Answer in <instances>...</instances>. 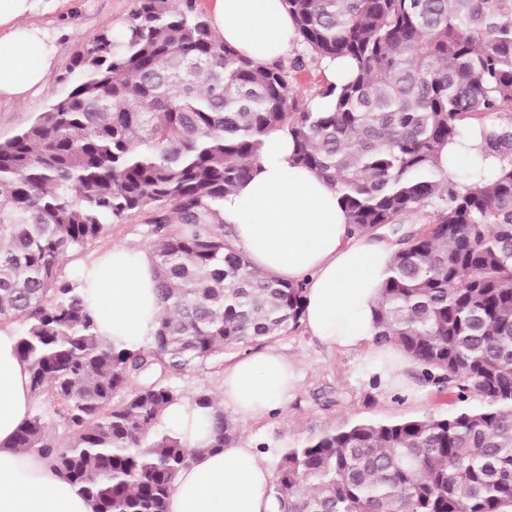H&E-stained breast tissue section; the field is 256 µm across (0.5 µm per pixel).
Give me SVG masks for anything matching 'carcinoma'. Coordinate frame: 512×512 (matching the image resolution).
I'll use <instances>...</instances> for the list:
<instances>
[{"mask_svg":"<svg viewBox=\"0 0 512 512\" xmlns=\"http://www.w3.org/2000/svg\"><path fill=\"white\" fill-rule=\"evenodd\" d=\"M284 2L300 52L259 65L193 0H138L0 141V323L19 324L35 400L15 446L40 449L96 512H167L190 457L162 419L181 399L169 373L301 326L303 288L251 267L221 217L264 136L286 129L351 232L396 237L376 342L457 405L282 449L277 512H512V0ZM337 59L353 68L319 85L324 105L301 98L293 74ZM494 115L508 120L479 124L478 169L460 189L442 152ZM138 214L162 314L133 351L97 335L60 261ZM193 402L212 409L209 447L235 440L212 396Z\"/></svg>","mask_w":512,"mask_h":512,"instance_id":"obj_1","label":"carcinoma"}]
</instances>
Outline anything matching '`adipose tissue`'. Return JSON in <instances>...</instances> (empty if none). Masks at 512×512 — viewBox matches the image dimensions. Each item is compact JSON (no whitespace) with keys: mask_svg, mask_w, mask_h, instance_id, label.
I'll return each mask as SVG.
<instances>
[{"mask_svg":"<svg viewBox=\"0 0 512 512\" xmlns=\"http://www.w3.org/2000/svg\"><path fill=\"white\" fill-rule=\"evenodd\" d=\"M69 0H0V101H18L47 83L55 38L40 16ZM211 27L242 55L261 64L279 61L295 26L282 0H210ZM286 131L267 134L250 177L224 197L222 217L236 248L252 266L302 286L307 332L330 349L358 356L380 389L411 396V360L377 345L376 311L394 249L350 231L335 189L294 162ZM74 288L98 334L118 348L147 345L160 313L149 251L116 246L84 264ZM17 337L0 325V512H95L92 501L34 450L14 447L34 397ZM296 386L293 364L266 347L224 371L225 406L243 420L280 408ZM209 410L189 400L165 409L163 419L192 450L176 475L168 512H272L271 472L249 443L208 449Z\"/></svg>","mask_w":512,"mask_h":512,"instance_id":"adipose-tissue-1","label":"adipose tissue"}]
</instances>
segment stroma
<instances>
[{
	"label": "stroma",
	"mask_w": 512,
	"mask_h": 512,
	"mask_svg": "<svg viewBox=\"0 0 512 512\" xmlns=\"http://www.w3.org/2000/svg\"><path fill=\"white\" fill-rule=\"evenodd\" d=\"M136 7L137 0H71L63 12L45 16L44 21L58 47L51 74L44 88L26 100L0 104V141L12 137L62 92L58 78L65 74L81 46L88 44L102 27L121 25ZM148 230L140 215L131 217L127 223L114 225L107 238L64 257L60 263L62 276L74 278L82 261L115 245L136 250L148 248ZM272 345L294 363L298 374L297 390L287 404L266 417L238 424L239 441L261 448L271 466L275 465L281 449L297 446L315 433L334 429L350 420L445 413L456 405L447 391L425 382L420 368L415 365L407 369L406 375L411 385L419 390V397H390L361 374L355 357L328 349L306 330L273 339ZM239 356V351H225L216 359L174 373L171 382L183 398L189 400L203 392L220 396L224 370Z\"/></svg>",
	"instance_id": "1"
}]
</instances>
